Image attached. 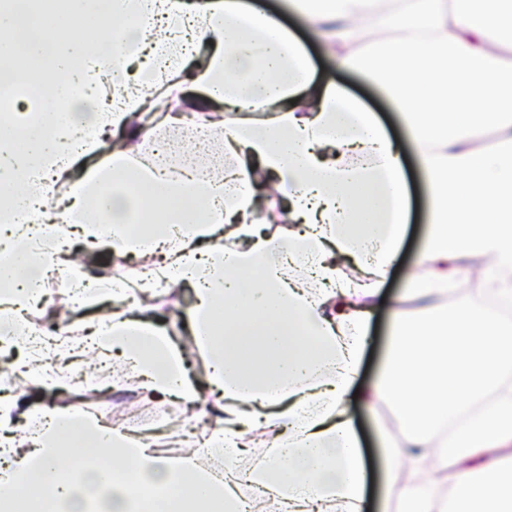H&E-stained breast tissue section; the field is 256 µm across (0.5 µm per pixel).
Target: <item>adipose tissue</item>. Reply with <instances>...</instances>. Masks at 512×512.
<instances>
[{
  "mask_svg": "<svg viewBox=\"0 0 512 512\" xmlns=\"http://www.w3.org/2000/svg\"><path fill=\"white\" fill-rule=\"evenodd\" d=\"M285 10L337 69L369 76L398 107L432 212L383 370L362 387L368 317L409 207L400 146L340 85L316 79ZM507 48L512 0H408L381 13L376 0H282L278 12L243 0H0V84L38 92L36 112L0 122V251L14 258L0 268V350L12 354L0 369L66 396L0 397V512H253L233 473L259 444L265 463L247 478L269 512H362L355 402L395 414L385 483L402 481L401 512H512V324L491 315L512 302ZM146 52L165 80L138 68ZM70 89L66 131L56 101ZM151 98L189 104L199 129L223 138L232 177L210 176L200 158L170 172L113 144V130L145 133L137 112ZM85 125L94 137H76ZM489 128L497 148H475ZM348 151L362 162L339 164ZM80 162L62 213L49 211ZM263 180L284 212L257 214ZM61 221L94 258L138 267L80 289L88 274L58 247ZM486 257L496 296L445 302L454 265ZM50 272L101 361L131 363L149 399L213 419L196 447L164 456L72 404L81 388L40 359L78 348L55 332L27 341ZM177 287L193 296L184 341L160 320L162 292Z\"/></svg>",
  "mask_w": 512,
  "mask_h": 512,
  "instance_id": "ef3b65f1",
  "label": "adipose tissue"
}]
</instances>
